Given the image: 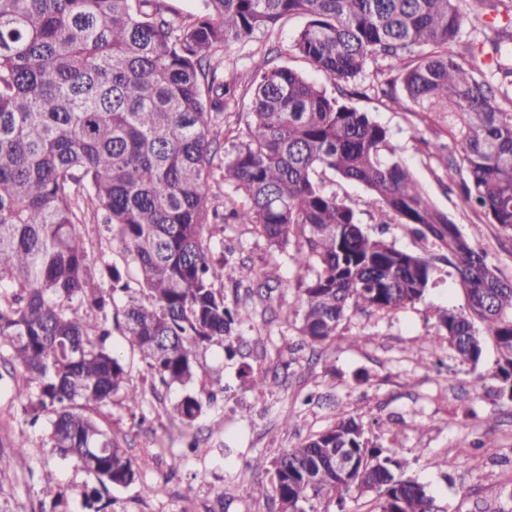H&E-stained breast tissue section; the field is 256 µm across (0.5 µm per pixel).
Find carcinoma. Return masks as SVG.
<instances>
[{
	"label": "carcinoma",
	"instance_id": "obj_1",
	"mask_svg": "<svg viewBox=\"0 0 512 512\" xmlns=\"http://www.w3.org/2000/svg\"><path fill=\"white\" fill-rule=\"evenodd\" d=\"M180 15L168 0H0V350L31 391L23 411L47 416L48 441L104 486L139 478L132 459L86 411L130 385L110 345L123 330L147 365L151 387L193 380L197 350L224 343L242 321L224 299L225 259L212 238L250 224L268 244L294 248L312 272L301 290L299 335L323 343L353 310L397 311L420 299L433 264L366 234L356 211L326 180L362 185L374 223L409 224L444 251L467 311L438 313L448 348L463 362L483 354L476 324L493 336L496 378L512 393V283L501 280L448 214L393 153L388 130L347 100L368 61L373 89L448 121L421 144L490 224L512 234V18L489 26L490 72L475 48L449 49L490 0H201ZM304 19L292 50L333 81L334 92L265 56L254 66L247 132L215 163L235 82L217 60L278 22ZM241 202L222 223L209 193L215 174ZM117 234L130 273L106 262L95 274L86 242ZM205 406L187 394L175 408L185 428ZM352 467L336 469V453ZM257 467L273 469L282 512L352 488L378 493V512H438L404 462L370 444L342 418Z\"/></svg>",
	"mask_w": 512,
	"mask_h": 512
}]
</instances>
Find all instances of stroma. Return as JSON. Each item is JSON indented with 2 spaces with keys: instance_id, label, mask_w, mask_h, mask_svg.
I'll use <instances>...</instances> for the list:
<instances>
[{
  "instance_id": "stroma-1",
  "label": "stroma",
  "mask_w": 512,
  "mask_h": 512,
  "mask_svg": "<svg viewBox=\"0 0 512 512\" xmlns=\"http://www.w3.org/2000/svg\"><path fill=\"white\" fill-rule=\"evenodd\" d=\"M303 24L299 17L284 19L220 61L219 73L237 83V103L225 113L219 136L224 147L246 130L252 63L268 48H277V65L332 89V80L290 50ZM350 104L387 128L397 158L430 200L485 252L497 275L512 282V237L445 191L436 161L420 142L429 130L412 104L396 106L371 94L352 97ZM330 188L356 210L368 233L405 252L438 254L412 226L374 224L376 206L362 186L339 179ZM213 245L228 259L224 295L238 297L244 320L231 346L197 351L195 378L187 386L147 391L138 409L118 393L93 410L140 473L135 484L103 492L105 512H280L277 499L256 491L269 484L272 472L255 468L254 458H275L343 415L362 423L373 444L405 461L407 476L426 486L439 512H512V398L494 376V340L483 337L478 364H463L437 329L438 312L467 308L453 267L440 265L420 300L395 313H349L332 339L311 346L298 333V283L305 271L248 224L225 225ZM242 263L258 271L276 268L277 282L258 296L234 289ZM21 384L0 358V453L12 458L0 474V512H42L47 486L60 495L58 512H86L83 495L98 480L51 448L47 420L30 425L20 406ZM188 392L205 411L186 429L174 409ZM21 441L26 449L20 454Z\"/></svg>"
}]
</instances>
